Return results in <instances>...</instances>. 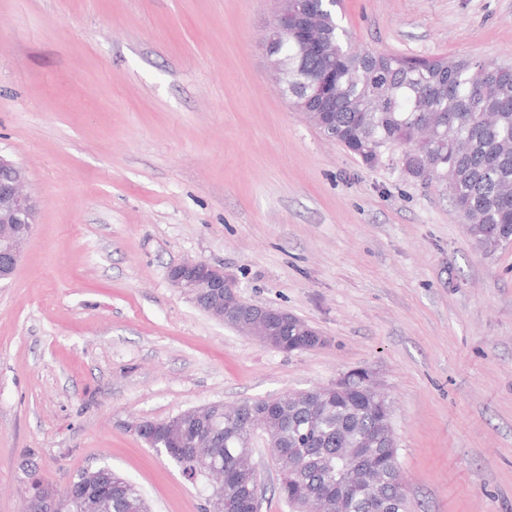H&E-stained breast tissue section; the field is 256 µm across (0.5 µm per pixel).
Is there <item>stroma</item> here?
I'll use <instances>...</instances> for the list:
<instances>
[{
  "mask_svg": "<svg viewBox=\"0 0 512 512\" xmlns=\"http://www.w3.org/2000/svg\"><path fill=\"white\" fill-rule=\"evenodd\" d=\"M278 0H0V155L36 224L0 287V512L112 467L150 512L200 490L128 428L369 372L412 512H512V246L443 184L367 167L274 85ZM353 48L512 62V0H342ZM321 344L264 347L173 288L184 260Z\"/></svg>",
  "mask_w": 512,
  "mask_h": 512,
  "instance_id": "35a3bbf8",
  "label": "stroma"
}]
</instances>
